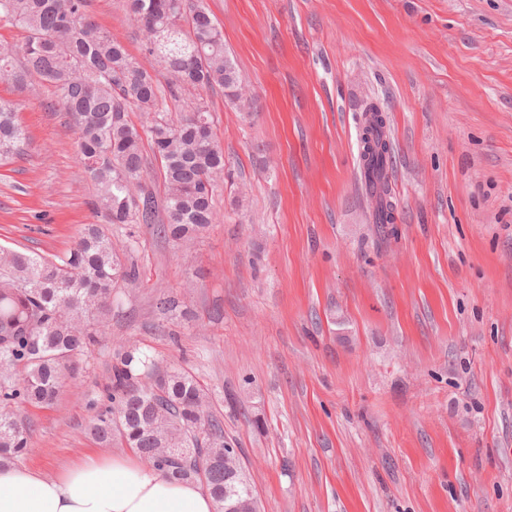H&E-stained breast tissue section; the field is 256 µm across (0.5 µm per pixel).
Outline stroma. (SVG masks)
I'll return each mask as SVG.
<instances>
[{"label": "stroma", "mask_w": 512, "mask_h": 512, "mask_svg": "<svg viewBox=\"0 0 512 512\" xmlns=\"http://www.w3.org/2000/svg\"><path fill=\"white\" fill-rule=\"evenodd\" d=\"M249 97H203L224 148L217 220L185 245L134 225L136 283L24 465L100 452L85 433L118 344L209 389L260 512H512V0H203ZM87 13L147 67L125 0ZM28 145L0 163V246L60 255L95 188L73 117L0 85ZM389 117L394 236L360 180L359 116ZM173 296L188 317L161 315Z\"/></svg>", "instance_id": "35a3bbf8"}]
</instances>
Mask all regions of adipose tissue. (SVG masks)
Here are the masks:
<instances>
[{
  "instance_id": "ef3b65f1",
  "label": "adipose tissue",
  "mask_w": 512,
  "mask_h": 512,
  "mask_svg": "<svg viewBox=\"0 0 512 512\" xmlns=\"http://www.w3.org/2000/svg\"><path fill=\"white\" fill-rule=\"evenodd\" d=\"M194 482L167 480L132 455L88 453L53 476L0 465V512H214Z\"/></svg>"
}]
</instances>
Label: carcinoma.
<instances>
[{
    "instance_id": "cac0c4a2",
    "label": "carcinoma",
    "mask_w": 512,
    "mask_h": 512,
    "mask_svg": "<svg viewBox=\"0 0 512 512\" xmlns=\"http://www.w3.org/2000/svg\"><path fill=\"white\" fill-rule=\"evenodd\" d=\"M87 0H0V26L26 32L22 65L0 51V83L36 77L54 88L77 125L80 160L96 193L92 208L110 224H154L158 235L188 242L215 220L224 184V149L200 91L218 88L244 111L241 78L224 48V32L201 0H127L143 30L145 52L164 65L161 82L109 32L88 20ZM191 99V112L170 104ZM146 116L138 125L130 117ZM381 108L368 104L361 124L360 174L372 201L379 241L394 235L387 167L390 139ZM148 140L151 155L144 154ZM26 133L14 107L0 101V161L23 152ZM157 167L163 199L143 184ZM140 271L124 260L112 235L86 224L69 251L52 257L0 248V462L28 450L23 406L50 408L73 359L105 333L112 293ZM89 433L100 444L117 440L169 479L199 483L216 512H258L236 449L224 439L207 393L182 368L160 369L134 344L112 367L107 402L92 400Z\"/></svg>"
}]
</instances>
